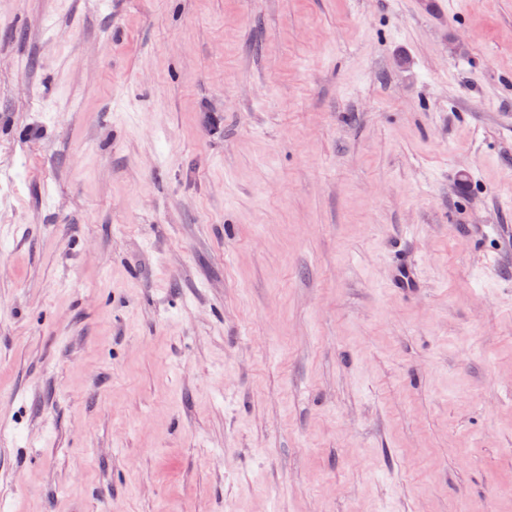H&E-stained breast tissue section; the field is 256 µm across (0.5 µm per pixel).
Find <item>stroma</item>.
Returning a JSON list of instances; mask_svg holds the SVG:
<instances>
[{
  "instance_id": "obj_1",
  "label": "stroma",
  "mask_w": 512,
  "mask_h": 512,
  "mask_svg": "<svg viewBox=\"0 0 512 512\" xmlns=\"http://www.w3.org/2000/svg\"><path fill=\"white\" fill-rule=\"evenodd\" d=\"M0 512H512V0H0Z\"/></svg>"
}]
</instances>
